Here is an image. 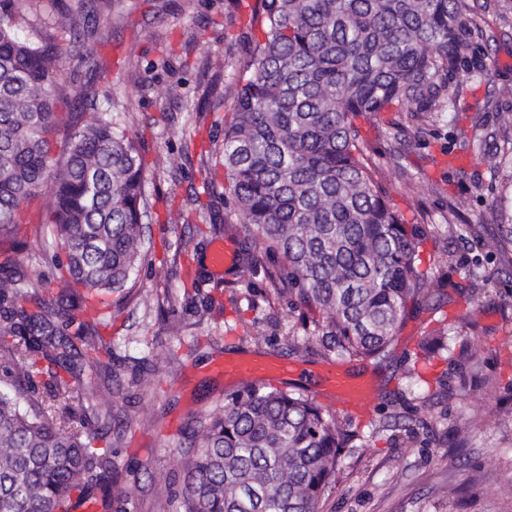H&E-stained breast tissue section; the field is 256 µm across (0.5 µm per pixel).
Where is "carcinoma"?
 <instances>
[{"label":"carcinoma","instance_id":"obj_1","mask_svg":"<svg viewBox=\"0 0 512 512\" xmlns=\"http://www.w3.org/2000/svg\"><path fill=\"white\" fill-rule=\"evenodd\" d=\"M493 0H256L255 40L224 125L223 166L234 217L251 240L241 268L266 283L263 301L288 299L293 346L325 358L385 359L409 309L441 314L418 342L427 369L415 397L426 405L469 382L498 376L458 327L476 329L487 279L475 260L459 295L469 310L448 317L453 298L430 287L422 254L434 231L409 224L366 153L357 119L407 112L423 120L464 101L461 68L490 72L487 14ZM20 0H0V512H73L116 500L121 479L112 454L94 446L112 411L79 401L77 390L112 393L118 381L112 338L91 300L134 294L144 247L145 161L135 138L93 119L98 92L59 78L65 51L35 30ZM55 27L78 42L95 28L68 10ZM74 99L72 112L58 103ZM38 220L25 216L41 196ZM39 246L51 274L19 255ZM135 384L154 385L141 358ZM51 401H78L80 426L55 415ZM28 407L21 406V396ZM404 398L371 436L425 426ZM354 435L336 416L293 388L246 383L224 411L201 424L192 455L173 449L183 474L179 512H321Z\"/></svg>","mask_w":512,"mask_h":512}]
</instances>
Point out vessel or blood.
<instances>
[{
    "label": "vessel or blood",
    "instance_id": "1",
    "mask_svg": "<svg viewBox=\"0 0 512 512\" xmlns=\"http://www.w3.org/2000/svg\"><path fill=\"white\" fill-rule=\"evenodd\" d=\"M224 373L238 380H254L273 373L283 380L304 379L318 387L332 389L337 405L348 410L365 408L372 398L368 382L362 375L348 370L327 368L312 373L298 365L285 363L271 368L262 360L243 356L226 360Z\"/></svg>",
    "mask_w": 512,
    "mask_h": 512
}]
</instances>
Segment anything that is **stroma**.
<instances>
[{"instance_id": "1", "label": "stroma", "mask_w": 512, "mask_h": 512, "mask_svg": "<svg viewBox=\"0 0 512 512\" xmlns=\"http://www.w3.org/2000/svg\"><path fill=\"white\" fill-rule=\"evenodd\" d=\"M249 0H100L97 34L83 45L61 37L68 54L93 53L106 65L107 78L88 66L67 63L64 79L91 84L100 107L135 133L145 159L144 191L149 207L145 238L157 260L135 271L136 295L112 304V343L123 399L112 410L125 433L112 459L128 489L122 512H177L167 502L179 491L182 475L172 449L188 448L196 421L221 412L236 380L213 373V365L240 353L272 362H298L323 369L327 361L288 344L294 323L288 309H268L265 285L253 277L249 289H223V276L209 263L218 235L213 225L233 220L228 181L218 160L200 162V148L224 146V123L232 105L222 91L236 83L256 33L249 24ZM492 42L493 65L482 90L496 94L503 107L490 121L491 136L462 142L457 127L469 126L468 113H444L433 120L408 122L405 113L381 112L362 119L367 152L388 189L390 202L412 224H442L456 204L474 232L466 239L436 237L425 258L434 259L435 277L447 293L463 284L474 258H482L492 278L488 299L477 316L474 346L495 370L512 354V252L496 247L498 228L512 223V12L499 16ZM193 133L192 146L183 136ZM406 157L397 159L396 144ZM466 155L467 169L451 166L450 156ZM199 280V294L187 297V277ZM224 306L222 315L205 311L206 297ZM430 312L410 313L402 324L389 362L368 368L374 387L363 411H334L354 433L323 512H512V370L494 387L477 385L420 407L433 436L402 435L390 444L371 432L387 413L394 391L418 395L405 379L417 360V344L429 329ZM257 323L259 342L244 341L243 327ZM158 370L150 394L132 387L135 359Z\"/></svg>"}]
</instances>
